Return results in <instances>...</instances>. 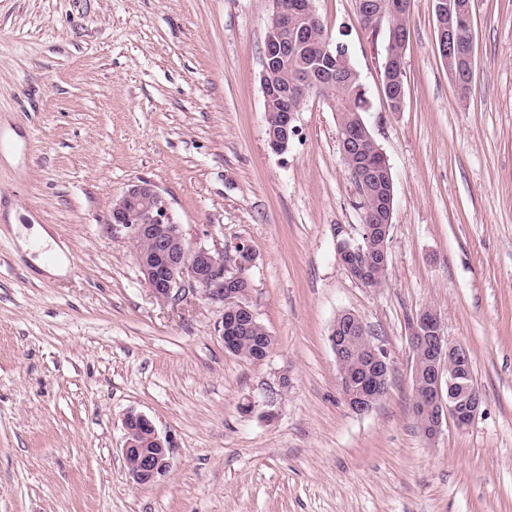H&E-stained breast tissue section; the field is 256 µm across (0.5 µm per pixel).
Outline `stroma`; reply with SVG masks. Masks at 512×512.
Returning a JSON list of instances; mask_svg holds the SVG:
<instances>
[{
	"instance_id": "35a3bbf8",
	"label": "stroma",
	"mask_w": 512,
	"mask_h": 512,
	"mask_svg": "<svg viewBox=\"0 0 512 512\" xmlns=\"http://www.w3.org/2000/svg\"><path fill=\"white\" fill-rule=\"evenodd\" d=\"M348 48L393 176L385 283L355 282L337 227L359 196L336 114L313 96L286 152L265 134L271 0H0V512H512V0H474L459 98L433 0H411L405 103L383 95L386 31L355 0H314ZM157 185L189 240L256 255L265 361L228 353L219 307L162 303L108 222ZM47 224L45 277L9 224ZM437 308L483 396L467 430L425 440L407 319ZM355 313L392 360L389 392L347 406L328 340ZM287 389H280V378ZM172 435V469L133 485L127 413Z\"/></svg>"
}]
</instances>
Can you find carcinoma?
Returning <instances> with one entry per match:
<instances>
[{"mask_svg":"<svg viewBox=\"0 0 512 512\" xmlns=\"http://www.w3.org/2000/svg\"><path fill=\"white\" fill-rule=\"evenodd\" d=\"M288 8V35L294 37L293 46L278 69L277 81L293 90L302 80L308 79L320 85L322 94L336 102L338 138L347 140L350 145L347 169L354 181L358 194L370 192L368 200L359 201L363 224L359 244L361 251L357 261L365 264L370 255L377 253L381 245V232L377 231L380 203L393 196V177L383 164L379 147L373 139L363 114L369 109V102L363 90L360 75L346 57L347 47L336 50V59L319 60L311 55V45L327 38L320 20H309L296 8L297 0H283ZM395 0H356L357 10L361 11L362 26L373 33L378 25L372 23L373 14L382 11L385 17L382 24L388 29V45L383 80L394 85L404 79L399 60L402 59L405 44L409 37L407 15L390 12ZM269 336L260 321L239 328L235 354L254 360L258 356L257 345Z\"/></svg>","mask_w":512,"mask_h":512,"instance_id":"cac0c4a2","label":"carcinoma"}]
</instances>
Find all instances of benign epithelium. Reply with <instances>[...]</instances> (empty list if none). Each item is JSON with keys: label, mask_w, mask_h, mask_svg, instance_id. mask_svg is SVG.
Here are the masks:
<instances>
[{"label": "benign epithelium", "mask_w": 512, "mask_h": 512, "mask_svg": "<svg viewBox=\"0 0 512 512\" xmlns=\"http://www.w3.org/2000/svg\"><path fill=\"white\" fill-rule=\"evenodd\" d=\"M271 2L273 11L269 25L272 29L266 36L261 72V87L266 100L276 93L273 71L288 51V36L279 31V25L288 12L281 0ZM459 30L460 25L448 15L445 6H440L437 23L439 51L447 64L462 58L473 62V48L457 35ZM307 97L309 93L305 91L290 105L288 93H282L281 111L284 115L279 124L266 131L268 145L274 152L288 150L296 133V112ZM109 223L114 231L124 233L131 241L146 237L155 242L152 252L137 251L135 256L141 279L156 300L166 303L191 291L225 310L217 332L224 349L232 351L234 337L227 333L225 321L240 314L254 319L256 314L249 302L224 289V278L244 277L255 261L253 250L238 242L231 254L222 248L189 241L182 225L171 218L165 196L147 180L130 185L113 200ZM353 253L355 250L348 247L338 254V259L348 274L360 281L363 273L353 260ZM407 330L411 349L422 347L428 352V363L423 367L415 364L412 370L414 389H422L425 400L434 409V413L425 416L424 436L431 442L438 440L447 418L459 429L469 428L478 414L481 397L472 383L473 374L466 367L468 351L448 339L441 313L432 306L413 314L407 322ZM364 360V372L344 370L340 375L344 400L353 412L359 414L372 409L387 392L391 365L387 351L374 342L366 350ZM445 386L448 387V396L462 399V405L455 407L452 414L445 411ZM123 428L122 456L136 459V463L128 468L133 483L139 488H146L167 476L172 468L170 437L159 433L154 423L140 413H128Z\"/></svg>", "instance_id": "benign-epithelium-1"}]
</instances>
